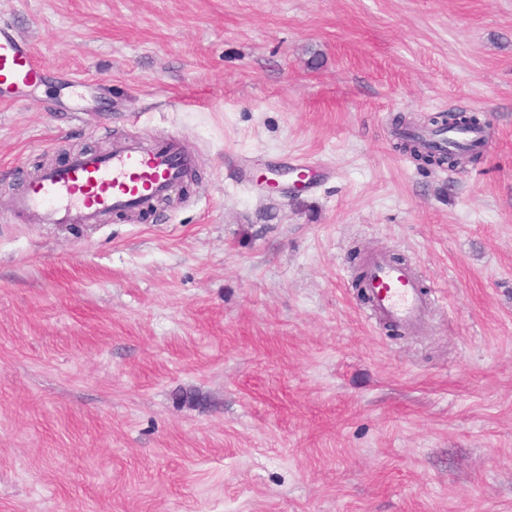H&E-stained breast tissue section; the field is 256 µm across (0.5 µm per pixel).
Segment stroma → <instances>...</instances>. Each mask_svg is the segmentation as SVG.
Masks as SVG:
<instances>
[{
	"label": "stroma",
	"instance_id": "1",
	"mask_svg": "<svg viewBox=\"0 0 512 512\" xmlns=\"http://www.w3.org/2000/svg\"><path fill=\"white\" fill-rule=\"evenodd\" d=\"M0 512H512V0H0ZM489 119L418 168L396 117ZM174 135L150 214L24 224L26 181ZM309 156L307 187L255 190ZM402 259L392 337L351 286ZM43 80V69L32 50L8 26H0V103L21 100ZM366 287L371 290L370 307L378 315L401 331L425 333L433 300L422 291L410 267L382 253L370 254Z\"/></svg>",
	"mask_w": 512,
	"mask_h": 512
}]
</instances>
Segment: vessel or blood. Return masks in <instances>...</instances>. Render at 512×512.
Here are the masks:
<instances>
[{"instance_id": "1", "label": "vessel or blood", "mask_w": 512, "mask_h": 512, "mask_svg": "<svg viewBox=\"0 0 512 512\" xmlns=\"http://www.w3.org/2000/svg\"><path fill=\"white\" fill-rule=\"evenodd\" d=\"M43 80V69L32 50L11 28L0 26V103L21 100ZM415 136L430 146H460L483 139L479 130L437 133L416 130ZM195 164L177 138L167 137L143 145L120 142L105 155H72L66 164L45 168L26 182L12 200L10 215L21 222L39 224H107L112 218L143 214L170 196ZM366 286L371 308L400 330L425 333L433 305L410 267L385 254L366 259Z\"/></svg>"}]
</instances>
